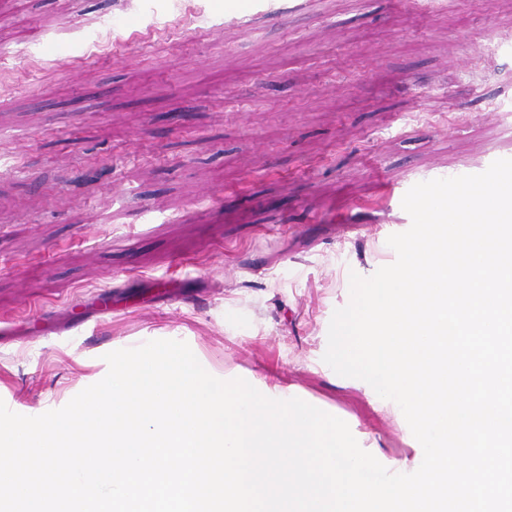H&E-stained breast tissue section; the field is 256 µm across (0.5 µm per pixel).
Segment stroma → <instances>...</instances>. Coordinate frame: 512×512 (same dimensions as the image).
I'll list each match as a JSON object with an SVG mask.
<instances>
[{
	"label": "stroma",
	"mask_w": 512,
	"mask_h": 512,
	"mask_svg": "<svg viewBox=\"0 0 512 512\" xmlns=\"http://www.w3.org/2000/svg\"><path fill=\"white\" fill-rule=\"evenodd\" d=\"M227 6L0 0V400L59 409L180 340L413 459L329 323L395 261L409 188L512 155V0Z\"/></svg>",
	"instance_id": "stroma-1"
}]
</instances>
